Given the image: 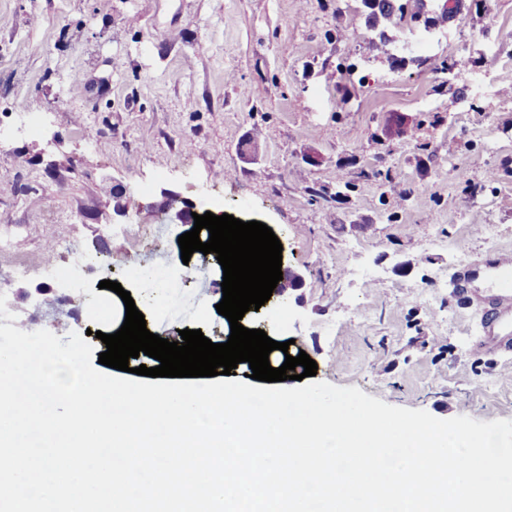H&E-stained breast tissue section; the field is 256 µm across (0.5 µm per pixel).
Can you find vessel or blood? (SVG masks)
<instances>
[{
  "label": "vessel or blood",
  "mask_w": 512,
  "mask_h": 512,
  "mask_svg": "<svg viewBox=\"0 0 512 512\" xmlns=\"http://www.w3.org/2000/svg\"><path fill=\"white\" fill-rule=\"evenodd\" d=\"M455 279L464 298L478 295L486 307L485 335L478 342L482 352L512 347V251L502 249L477 265L462 264Z\"/></svg>",
  "instance_id": "obj_1"
}]
</instances>
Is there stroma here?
Instances as JSON below:
<instances>
[{"label":"stroma","instance_id":"1","mask_svg":"<svg viewBox=\"0 0 512 512\" xmlns=\"http://www.w3.org/2000/svg\"><path fill=\"white\" fill-rule=\"evenodd\" d=\"M458 13L425 39L422 24H388L384 43L360 0H0V123L35 124L0 142L13 241L0 277L55 223L72 225L82 256L61 257L63 280L12 279L8 301L36 312L34 329L87 334L102 353L109 277L150 332L227 342L217 260L167 305L106 266L112 249L180 264L188 227L162 213L166 188L273 230L304 284L245 325L306 352L317 380L440 419L512 420V351L476 352L484 312L451 284L460 264L512 248V0H458ZM453 59L494 93L445 87ZM340 175L359 181L342 198ZM46 289L70 295L67 316Z\"/></svg>","mask_w":512,"mask_h":512}]
</instances>
